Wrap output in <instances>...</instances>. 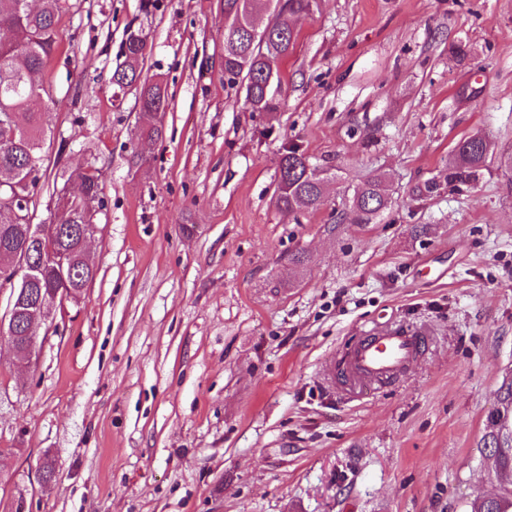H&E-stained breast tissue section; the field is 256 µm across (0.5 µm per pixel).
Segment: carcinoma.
Instances as JSON below:
<instances>
[{
	"label": "carcinoma",
	"instance_id": "1",
	"mask_svg": "<svg viewBox=\"0 0 512 512\" xmlns=\"http://www.w3.org/2000/svg\"><path fill=\"white\" fill-rule=\"evenodd\" d=\"M316 0H224V87L244 100L254 112L276 108L275 93L281 89L279 66L294 48L296 18L313 11ZM61 0H41L33 10L28 0H0V209L10 208L15 220L0 223V263L11 253L31 248L25 222L20 216L34 213L36 186L45 136L51 115L34 112L33 101L50 96L45 66L57 48L56 23ZM147 44L132 32L124 46V60L112 72V86L120 91L140 80ZM143 113L167 110L164 80L140 86ZM161 134L156 126L141 130L135 147L136 157L144 159ZM494 154V144L477 131L461 137L448 155V187L473 188ZM92 196L102 194V171L95 162L75 173ZM328 168L310 161L298 146L283 148L278 161L276 204L290 213L313 212L322 203L330 182ZM387 177L378 173L353 188L347 215L356 224H372L390 206ZM85 207L71 203L51 216L60 226L54 250L72 256L71 267L57 268L49 252L38 253L40 272L34 287L20 300V314L13 332L18 352L24 354L26 313L39 302H51L55 295L67 293L77 302L85 285L94 280L97 270L81 241ZM484 448H497L494 472L500 492L494 498L477 496L466 512H512V380L502 385L499 406L487 418Z\"/></svg>",
	"mask_w": 512,
	"mask_h": 512
}]
</instances>
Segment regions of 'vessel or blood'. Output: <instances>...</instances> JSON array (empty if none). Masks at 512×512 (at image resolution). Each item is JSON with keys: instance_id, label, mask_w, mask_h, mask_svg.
Returning <instances> with one entry per match:
<instances>
[{"instance_id": "b4317fda", "label": "vessel or blood", "mask_w": 512, "mask_h": 512, "mask_svg": "<svg viewBox=\"0 0 512 512\" xmlns=\"http://www.w3.org/2000/svg\"><path fill=\"white\" fill-rule=\"evenodd\" d=\"M427 336L403 329L366 330L346 346L335 368L352 393L378 389L399 377L422 353Z\"/></svg>"}]
</instances>
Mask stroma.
I'll use <instances>...</instances> for the list:
<instances>
[{"instance_id":"stroma-1","label":"stroma","mask_w":512,"mask_h":512,"mask_svg":"<svg viewBox=\"0 0 512 512\" xmlns=\"http://www.w3.org/2000/svg\"><path fill=\"white\" fill-rule=\"evenodd\" d=\"M62 3L43 167L96 155L97 274L39 325L30 366L0 340V448L15 451L0 512H464L494 492L484 425L512 373V0H321L295 22L270 112L224 87L221 0ZM131 31L169 99L143 162L135 95L110 84ZM476 129L496 151L478 185L414 199ZM287 142L335 174L317 211L275 204ZM379 171L390 207L342 219ZM390 325L426 331L425 353L374 393H342L331 362Z\"/></svg>"}]
</instances>
